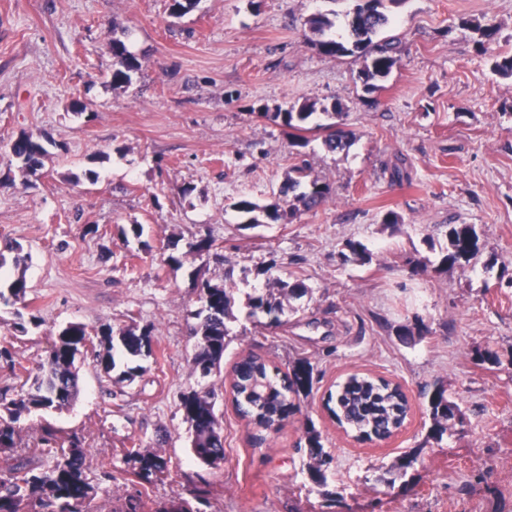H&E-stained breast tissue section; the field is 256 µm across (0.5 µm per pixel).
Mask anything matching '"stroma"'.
<instances>
[{"label": "stroma", "mask_w": 512, "mask_h": 512, "mask_svg": "<svg viewBox=\"0 0 512 512\" xmlns=\"http://www.w3.org/2000/svg\"><path fill=\"white\" fill-rule=\"evenodd\" d=\"M354 0H197L179 19L169 0H0V274H24L27 294L0 301V346L36 376L60 327L152 332L151 351L116 350L104 372L77 360L69 407L18 423L14 457L39 468V437L78 440L99 512L131 496L147 504L209 492L208 512H320L305 466L304 422L334 455L333 512H512V78L493 59L512 55V0H403L379 36L397 60L374 91L360 63L320 54L307 20L334 17L347 36ZM499 26L480 48L472 23ZM141 63L112 85V39ZM82 100L85 112L70 109ZM341 102L350 145L329 152L310 134L312 176L333 199L286 222L247 226L232 204L268 203L295 162L291 131L271 112ZM45 140L39 177L10 153L21 133ZM90 169L96 182L75 181ZM395 211L391 228L382 216ZM474 226L477 260L445 268L447 227ZM212 250L189 245L203 237ZM367 263L343 260L346 241ZM175 254L179 263H167ZM235 288L220 373L193 371L191 328L202 282ZM304 280L279 328L251 315L248 298L273 279ZM39 325L18 332L19 317ZM287 369L308 359L317 378L301 411L268 444L235 413L231 371L249 352ZM491 352L490 364L478 359ZM138 367L134 380L126 368ZM401 385L402 431L361 442L325 407L352 373ZM444 385L464 416L428 439V394ZM213 387L224 465L190 452L182 393ZM159 452L170 476L138 482L123 452ZM423 453L408 486L384 466Z\"/></svg>", "instance_id": "obj_1"}]
</instances>
